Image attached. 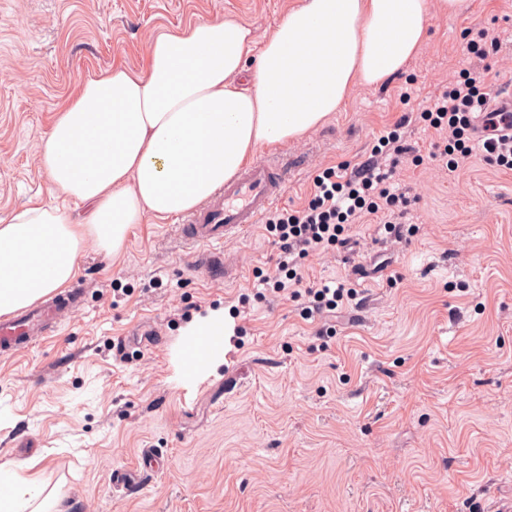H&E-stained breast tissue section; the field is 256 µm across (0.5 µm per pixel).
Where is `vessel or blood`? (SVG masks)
<instances>
[{
	"instance_id": "vessel-or-blood-1",
	"label": "vessel or blood",
	"mask_w": 512,
	"mask_h": 512,
	"mask_svg": "<svg viewBox=\"0 0 512 512\" xmlns=\"http://www.w3.org/2000/svg\"><path fill=\"white\" fill-rule=\"evenodd\" d=\"M293 159L284 154L265 155L225 181L206 205L187 215L181 233L193 246L191 268L202 278L232 279L235 270L219 250L224 239L260 223L281 199ZM79 288L54 295L46 302L7 318H0V354L27 346L30 337L50 332L54 315L79 306Z\"/></svg>"
}]
</instances>
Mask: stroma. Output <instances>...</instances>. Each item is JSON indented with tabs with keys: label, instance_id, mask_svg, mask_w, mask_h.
Instances as JSON below:
<instances>
[{
	"label": "stroma",
	"instance_id": "35a3bbf8",
	"mask_svg": "<svg viewBox=\"0 0 512 512\" xmlns=\"http://www.w3.org/2000/svg\"><path fill=\"white\" fill-rule=\"evenodd\" d=\"M298 0H0V217L51 203L45 134L81 78L145 66L154 39L233 17L262 45ZM434 15L403 72L352 92L323 125L268 152L300 164L281 207L301 206L325 167L351 173L374 141L456 71L512 88V0ZM494 29L483 61L466 28ZM412 94L404 105L401 92ZM417 232L379 224L304 261L360 304L319 340L298 303L242 306L278 249L264 225L225 239L235 281L189 268L179 217L131 225L120 251L80 253L85 300L55 333L0 354V463L31 461L67 512H501L512 504V171L474 152L458 182L403 158ZM223 311L233 333L215 373L183 381L186 328ZM152 450L140 486L112 474Z\"/></svg>",
	"mask_w": 512,
	"mask_h": 512
}]
</instances>
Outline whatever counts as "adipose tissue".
I'll return each mask as SVG.
<instances>
[{
    "mask_svg": "<svg viewBox=\"0 0 512 512\" xmlns=\"http://www.w3.org/2000/svg\"><path fill=\"white\" fill-rule=\"evenodd\" d=\"M470 0H300L261 48L234 18L156 37L142 69L82 80L43 144L52 193L72 207L26 205L0 218V317L77 275L86 242L117 253L131 225L194 209L264 145L321 126L355 89L401 73L434 13ZM230 327L215 312L180 344L193 380L223 363ZM0 512H63L22 462L0 464Z\"/></svg>",
    "mask_w": 512,
    "mask_h": 512,
    "instance_id": "obj_1",
    "label": "adipose tissue"
}]
</instances>
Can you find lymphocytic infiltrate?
I'll return each instance as SVG.
<instances>
[{
  "label": "lymphocytic infiltrate",
  "instance_id": "1",
  "mask_svg": "<svg viewBox=\"0 0 512 512\" xmlns=\"http://www.w3.org/2000/svg\"><path fill=\"white\" fill-rule=\"evenodd\" d=\"M486 95L480 84L467 73L448 81L439 96L424 106L419 118L433 129V143L445 157V169L451 179H459L466 170L474 148H481L489 165L502 171L512 170V112H486ZM486 112L484 128H477L474 117ZM407 151L399 129L382 135L375 147V162L349 176L326 168L313 180L314 189L306 205L297 210L276 212L267 220V229L279 246L274 275L262 276L274 293L293 299L303 298L302 313L312 317L335 310L338 303L351 299L346 283L329 287L304 283L301 261L309 254L343 243L352 225L379 218L386 224L405 217L408 200L393 191L394 164Z\"/></svg>",
  "mask_w": 512,
  "mask_h": 512
}]
</instances>
